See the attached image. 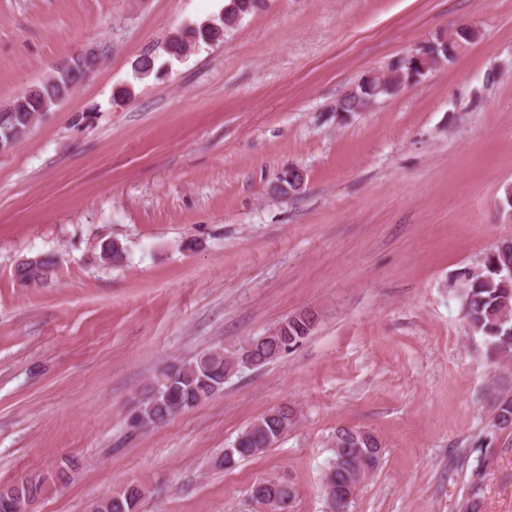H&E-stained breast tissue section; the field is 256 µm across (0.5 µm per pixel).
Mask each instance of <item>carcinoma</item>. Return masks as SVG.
<instances>
[{"label": "carcinoma", "instance_id": "carcinoma-1", "mask_svg": "<svg viewBox=\"0 0 512 512\" xmlns=\"http://www.w3.org/2000/svg\"><path fill=\"white\" fill-rule=\"evenodd\" d=\"M258 4L259 0H228L218 20L174 32L165 45L166 53L181 60L202 43L221 41L224 31L236 26ZM421 51L431 54L429 66L432 70L451 61L441 38L426 41ZM391 66L400 73L403 83L418 73L417 61L411 56L402 57ZM75 79L76 72L71 69L56 70L36 84V91L31 95L14 97L8 109L0 115V145L13 147L24 139L41 113L50 111L70 96L69 87ZM395 92L394 86L379 89L363 77L355 89L338 101L339 111L363 112L379 97ZM303 180L302 173L292 167L277 175L275 189L281 194L295 195V184ZM123 254L122 245L110 241L103 246L101 258L106 262L119 263ZM56 264L52 255L27 259L17 265L15 276L23 283L38 284L48 278ZM509 267L512 268V238L506 237L486 256L483 272L468 279L460 295L467 323L487 339L491 355L496 359L512 358V277H507ZM315 321L314 313L303 311L288 319L287 335L274 336L268 341L252 337L249 358L239 360L237 368L262 367L281 357L310 334ZM241 353L243 348L240 346L232 349L216 347L179 366L166 367L151 395L131 415L130 427L138 430L144 421L161 426L175 415V409L190 410L223 390L224 383L232 377L228 360ZM493 402L492 429L505 431L512 428L505 424L512 419V391L501 388ZM293 417L292 408L277 407L256 418L234 441L232 457H224V468H231L273 448L280 441L278 434L282 423L293 425ZM374 441V434L361 428L342 427L336 430L324 478V486L330 489L331 494H336V487L349 482L360 485L378 470L382 448ZM71 468L72 463L65 460L47 478L38 473L22 477L24 492L34 501L40 499L49 484L65 482ZM146 491V485L142 483L130 484L122 493L109 499L105 512H139L142 494Z\"/></svg>", "mask_w": 512, "mask_h": 512}]
</instances>
